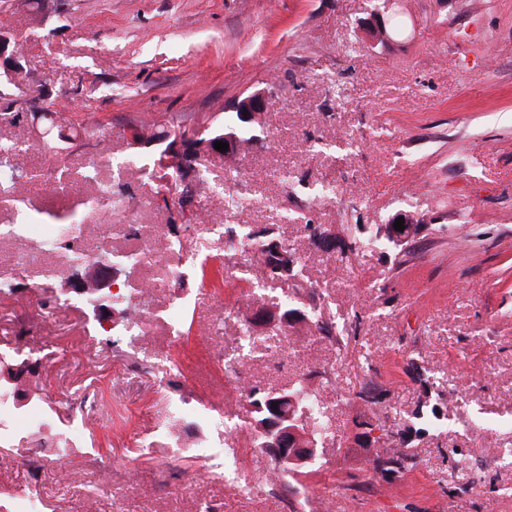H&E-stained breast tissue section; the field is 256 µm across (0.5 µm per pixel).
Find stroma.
I'll use <instances>...</instances> for the list:
<instances>
[{
	"instance_id": "35a3bbf8",
	"label": "stroma",
	"mask_w": 512,
	"mask_h": 512,
	"mask_svg": "<svg viewBox=\"0 0 512 512\" xmlns=\"http://www.w3.org/2000/svg\"><path fill=\"white\" fill-rule=\"evenodd\" d=\"M383 0H0V24L24 44L23 91L0 90V137L16 151L19 211L84 225L92 253L151 242L152 270L120 280L145 315L137 345L105 334L75 298L74 271L40 240H0V277L18 261L46 278L0 297V347L38 352L20 404L45 402L53 427L27 436L39 457L42 512H512V0H405L401 36L370 38ZM274 102L235 171L207 158L182 214L185 248L169 250L171 214L149 177L152 149L102 153L135 124L223 123L241 95ZM75 139L57 161L40 152L32 108ZM69 179L48 187L54 165ZM96 175L109 208L89 203ZM416 231L388 238L391 219ZM221 219L223 235L211 232ZM328 229L336 250L312 244ZM272 229L299 259L287 288L254 247L227 276L216 268L245 227ZM180 264L179 283L137 294L146 274ZM70 298L68 308L55 303ZM187 308L177 330L166 311ZM299 310L288 325L251 326L257 309ZM306 378L331 417L308 473L281 487L248 449L227 491L216 465L248 448L247 387ZM92 394L81 444L58 430ZM191 407L167 424L171 403ZM153 444L140 451L133 438ZM410 467L375 472L376 452ZM496 449L499 462L487 461Z\"/></svg>"
}]
</instances>
